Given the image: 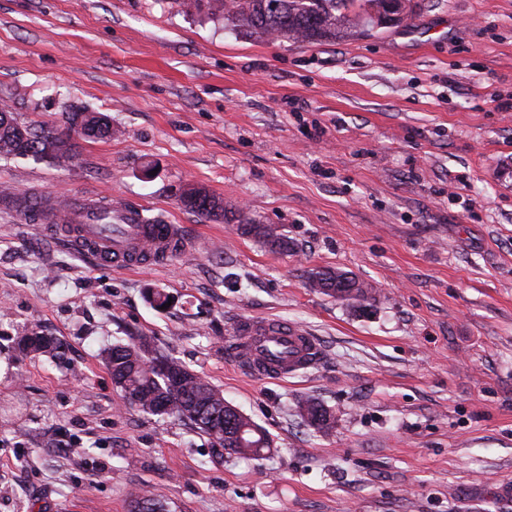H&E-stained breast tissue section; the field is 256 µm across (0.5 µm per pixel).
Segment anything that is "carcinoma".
<instances>
[{
  "instance_id": "1",
  "label": "carcinoma",
  "mask_w": 512,
  "mask_h": 512,
  "mask_svg": "<svg viewBox=\"0 0 512 512\" xmlns=\"http://www.w3.org/2000/svg\"><path fill=\"white\" fill-rule=\"evenodd\" d=\"M188 7L210 18L223 19L236 29L258 37L308 44H322L348 37L375 34L376 18L387 13L386 0H189ZM88 138L112 136L108 118L97 112L74 109L65 113L63 126L37 130L19 125L12 112L0 108V157L32 155L58 164L72 162L77 143L71 135ZM185 206L206 217L224 216V201L205 191L193 189L183 198ZM238 229L282 251L290 249L288 238L274 224H253L239 216ZM311 287L335 296L351 307L370 306L371 289L353 274L341 269H313L308 272ZM19 349L25 355L55 359L64 355V344L55 336L35 330L21 337ZM146 339L137 344L115 345L106 351V363L113 385L125 404L145 415L175 417L191 424L210 441L217 458L225 449H235L240 457L260 458L273 447V439L251 417L226 406L223 394L180 361L164 354L148 365L142 352ZM299 409L313 419L309 426L328 435L334 428V416L321 403L304 399ZM137 512H165L164 505L142 494H132Z\"/></svg>"
}]
</instances>
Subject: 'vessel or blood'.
Masks as SVG:
<instances>
[{
  "mask_svg": "<svg viewBox=\"0 0 512 512\" xmlns=\"http://www.w3.org/2000/svg\"><path fill=\"white\" fill-rule=\"evenodd\" d=\"M52 232L105 267L162 266L196 247L181 225L148 221L141 209L95 195L72 198ZM227 355L259 380H282L319 365L324 349L303 326L269 317L243 318L232 327Z\"/></svg>",
  "mask_w": 512,
  "mask_h": 512,
  "instance_id": "vessel-or-blood-1",
  "label": "vessel or blood"
}]
</instances>
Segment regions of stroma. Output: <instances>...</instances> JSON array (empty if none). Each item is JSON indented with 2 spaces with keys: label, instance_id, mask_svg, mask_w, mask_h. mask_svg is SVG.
<instances>
[{
  "label": "stroma",
  "instance_id": "1",
  "mask_svg": "<svg viewBox=\"0 0 512 512\" xmlns=\"http://www.w3.org/2000/svg\"><path fill=\"white\" fill-rule=\"evenodd\" d=\"M409 24L310 45L183 0H0V102L36 128L108 115L72 164L0 159V189L102 193L184 225L196 250L117 271L0 206V512H512V0H416ZM275 224L292 249L185 207ZM373 286L367 310L312 268ZM159 290L169 307L152 306ZM244 316L301 324L323 365L260 382L224 357ZM62 359L26 357L30 330ZM148 339L274 440L208 437L125 405L104 361ZM335 416L325 436L297 404ZM183 202L186 207L202 216L224 218L226 215V211L224 214V201L216 199L200 189L189 191L183 198ZM19 349L25 355L44 356L55 359L64 355V344L55 336H45L35 330L22 336Z\"/></svg>",
  "mask_w": 512,
  "mask_h": 512
}]
</instances>
